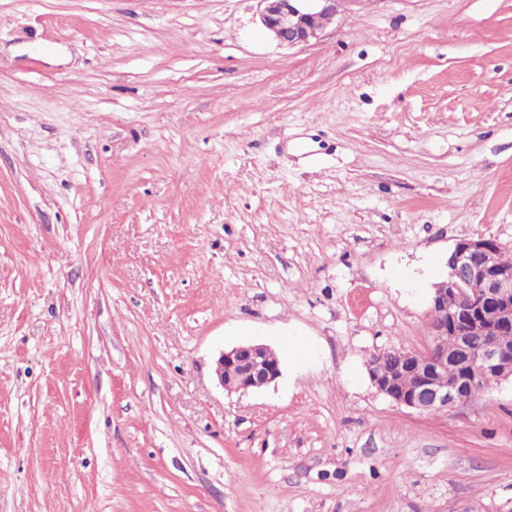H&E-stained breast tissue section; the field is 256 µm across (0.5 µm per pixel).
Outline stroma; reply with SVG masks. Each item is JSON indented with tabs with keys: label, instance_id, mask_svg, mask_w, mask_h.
I'll list each match as a JSON object with an SVG mask.
<instances>
[{
	"label": "stroma",
	"instance_id": "1",
	"mask_svg": "<svg viewBox=\"0 0 512 512\" xmlns=\"http://www.w3.org/2000/svg\"><path fill=\"white\" fill-rule=\"evenodd\" d=\"M260 9L0 0V512H512V379L366 369L457 242L512 250V0ZM248 340L282 375L227 393ZM261 23L270 36L288 47L317 41L344 0H259Z\"/></svg>",
	"mask_w": 512,
	"mask_h": 512
}]
</instances>
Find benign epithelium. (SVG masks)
Masks as SVG:
<instances>
[{"mask_svg":"<svg viewBox=\"0 0 512 512\" xmlns=\"http://www.w3.org/2000/svg\"><path fill=\"white\" fill-rule=\"evenodd\" d=\"M261 23L278 43L296 47L318 40L337 15L344 0H259ZM501 244L477 237L456 243L448 252L447 275L432 285L430 298L435 346L425 352L406 351L389 369L367 365V374L379 393L399 406L424 413L448 411L473 397L475 379L466 366H482L481 382L489 388L512 377V346L501 336H512V269L494 260ZM458 340L456 358L465 366L448 384L437 383L448 369V340ZM480 345L471 347L473 337ZM412 374L417 383L403 388L400 380ZM218 385L227 393H246L261 388L282 375V364L265 344L251 342L220 353L215 362Z\"/></svg>","mask_w":512,"mask_h":512,"instance_id":"7a95c632","label":"benign epithelium"}]
</instances>
